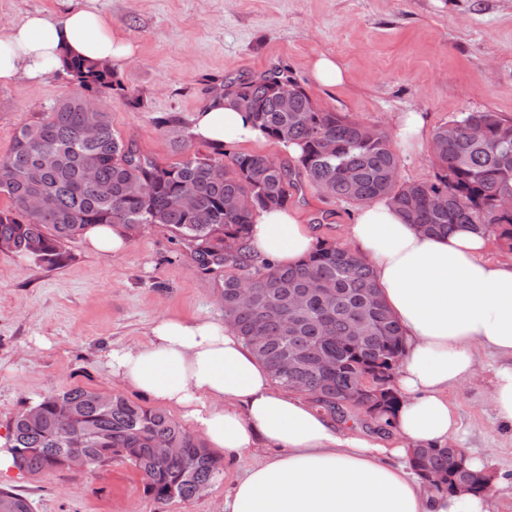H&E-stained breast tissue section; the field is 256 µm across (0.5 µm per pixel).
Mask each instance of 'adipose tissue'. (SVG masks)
Returning a JSON list of instances; mask_svg holds the SVG:
<instances>
[{
  "label": "adipose tissue",
  "mask_w": 512,
  "mask_h": 512,
  "mask_svg": "<svg viewBox=\"0 0 512 512\" xmlns=\"http://www.w3.org/2000/svg\"><path fill=\"white\" fill-rule=\"evenodd\" d=\"M96 3L77 0L61 18L37 11L0 24V83H40L66 57L114 69L133 61L136 45ZM189 133L210 147L265 138L220 100L194 113ZM346 241L369 262L403 335L393 379L400 404L386 434L345 427L278 386L221 321L157 317L145 344L107 351L113 378L192 423L225 463L262 450L224 512H492L488 496L429 490L410 459L417 448L458 439L449 394L477 378L483 351L499 361L489 404L512 430V261L490 259L488 234L471 225L420 232L385 197L359 206ZM314 246L310 228L287 210L259 212L248 239L252 255L288 266Z\"/></svg>",
  "instance_id": "adipose-tissue-1"
}]
</instances>
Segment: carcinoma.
Wrapping results in <instances>:
<instances>
[{
    "label": "carcinoma",
    "instance_id": "carcinoma-1",
    "mask_svg": "<svg viewBox=\"0 0 512 512\" xmlns=\"http://www.w3.org/2000/svg\"><path fill=\"white\" fill-rule=\"evenodd\" d=\"M62 71L76 89L44 118L21 126L0 156V195L11 202L0 210V253L57 268L71 258L68 244L94 224H120L130 238L162 226L189 250L197 272L214 281L224 322L272 379L308 394L332 417L347 420L362 411L389 425L399 404L391 383L404 345L369 266L345 247L320 241L294 266H253L247 246L253 217L288 207L294 177L329 199L355 205L386 196L427 234L472 224L512 253V121L496 112H463L436 127L430 143L434 180L401 184L385 129L320 108L293 72L278 65L230 79L214 97L247 113L267 138L299 144L295 165L261 153L229 157L222 147L192 153L186 123L172 113L156 124L183 157L160 164L123 141L110 113L90 98L113 89L110 67L74 58ZM282 83L293 92L286 112L277 97ZM91 112L99 130L87 141L83 126ZM176 128L180 139L172 136ZM100 182L111 186L110 195H100ZM33 191L48 200L39 211L26 208ZM184 193L194 198L190 211L178 203ZM365 373L372 374V387L362 389ZM7 439L17 469L30 475L62 469L68 448L84 449L91 468L120 459L139 473L144 493L157 505L204 493L224 470L202 439L166 412L82 386L42 397L13 420ZM161 448L181 452L163 455ZM454 452L419 448L411 466L442 475L437 490L450 495L458 485L489 492L485 475L454 467ZM0 512L33 508L27 497L0 489Z\"/></svg>",
    "mask_w": 512,
    "mask_h": 512
}]
</instances>
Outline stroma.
Masks as SVG:
<instances>
[{"label": "stroma", "mask_w": 512, "mask_h": 512, "mask_svg": "<svg viewBox=\"0 0 512 512\" xmlns=\"http://www.w3.org/2000/svg\"><path fill=\"white\" fill-rule=\"evenodd\" d=\"M113 25L138 47L116 77L119 88L96 97L123 141L160 163L178 162L156 119L190 120L225 78L258 75L284 63L323 109L391 129L396 113H426L437 127L463 112L492 111L512 120V0H98ZM335 56L348 78L319 87L310 61ZM67 75L32 85L0 84V156L15 132L50 112ZM316 240L345 243L354 205L332 201L299 182L289 204ZM171 234L154 226L132 238L120 258L69 245L64 266L0 253V435L42 396L74 386L147 397L115 380L103 353L146 343L161 314L220 319L214 282L175 256ZM479 380L452 394L467 453L484 456L496 480V512H512V435L500 432L485 401L495 363L483 357ZM225 469L201 496L157 506L138 473L115 460L100 468L32 476L13 472L0 486L26 496L33 512H224L239 474Z\"/></svg>", "instance_id": "obj_1"}]
</instances>
